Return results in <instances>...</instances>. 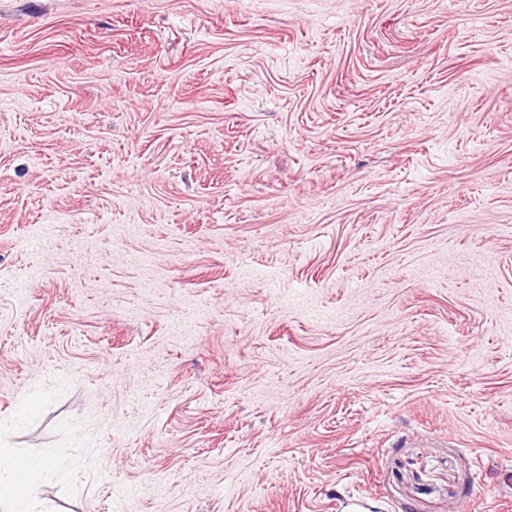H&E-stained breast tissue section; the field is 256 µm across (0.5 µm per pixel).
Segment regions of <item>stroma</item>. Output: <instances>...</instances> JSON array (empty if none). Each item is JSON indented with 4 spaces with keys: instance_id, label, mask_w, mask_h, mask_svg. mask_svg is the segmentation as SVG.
<instances>
[{
    "instance_id": "1",
    "label": "stroma",
    "mask_w": 512,
    "mask_h": 512,
    "mask_svg": "<svg viewBox=\"0 0 512 512\" xmlns=\"http://www.w3.org/2000/svg\"><path fill=\"white\" fill-rule=\"evenodd\" d=\"M37 512H512V0H0V454ZM27 470L20 472L15 464V459L10 456L0 455V476L2 478V472H7L13 475L14 484L16 486H23L28 482L31 483L34 477L40 472L44 465V462L38 458H31L26 461Z\"/></svg>"
}]
</instances>
